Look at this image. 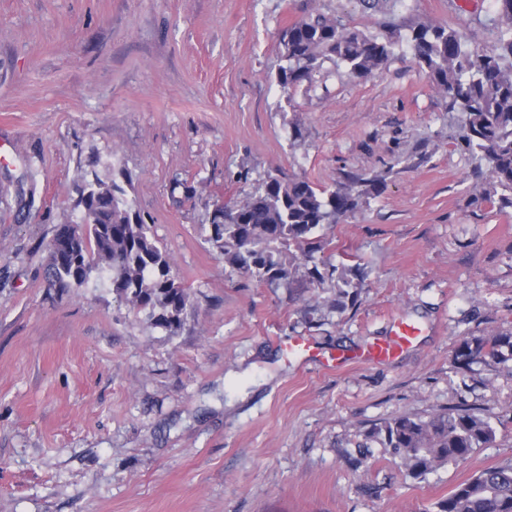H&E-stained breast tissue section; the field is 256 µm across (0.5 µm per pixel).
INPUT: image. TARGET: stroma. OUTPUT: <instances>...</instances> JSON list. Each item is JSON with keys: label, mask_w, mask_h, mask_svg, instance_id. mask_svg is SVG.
<instances>
[{"label": "stroma", "mask_w": 512, "mask_h": 512, "mask_svg": "<svg viewBox=\"0 0 512 512\" xmlns=\"http://www.w3.org/2000/svg\"><path fill=\"white\" fill-rule=\"evenodd\" d=\"M378 31L354 0H0V512H432L512 460V361L457 347L512 334V208L475 196L462 115L416 64L407 27L495 44L491 0H405L385 70L283 92V30L311 12ZM167 246L190 303L173 334L107 277L60 291L48 245L90 172ZM270 173L319 186L379 177L325 228L332 283H259L208 239L216 203ZM192 198H184V186ZM406 318L398 357L328 366ZM302 337L314 356L286 354ZM454 406L493 443L416 480L366 435Z\"/></svg>", "instance_id": "obj_1"}]
</instances>
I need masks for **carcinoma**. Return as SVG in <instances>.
<instances>
[{
	"label": "carcinoma",
	"instance_id": "obj_1",
	"mask_svg": "<svg viewBox=\"0 0 512 512\" xmlns=\"http://www.w3.org/2000/svg\"><path fill=\"white\" fill-rule=\"evenodd\" d=\"M492 24L498 29L490 52L467 48L451 27L419 23L409 27L407 41L418 66L451 109L463 114L460 146L485 162L486 179L473 185L481 199L499 209L512 207V0H492ZM283 65L277 83L284 89L312 83L326 63L354 77L387 67L395 42L381 33L349 27L323 13L292 24L280 40ZM365 182L352 177L330 190L300 176L268 174L245 200L226 213L216 204L210 219L211 241L233 269L258 282L292 280L304 268L309 281L334 282L336 308L351 299L358 266L338 267L318 258L325 244L319 230L354 211ZM76 221L63 224L49 243L51 286L65 291L84 284L103 267L112 271L113 293L150 324L168 333L182 325L189 302L168 249L151 233L141 214L126 200L117 179L97 173L79 191ZM478 357L498 363L512 360V335L488 332L464 342L456 363ZM370 439L390 448L407 474H427L467 457L495 439L490 421L465 409H450L426 418L401 416L374 429ZM437 512H512V462L487 468L455 487L435 504Z\"/></svg>",
	"mask_w": 512,
	"mask_h": 512
}]
</instances>
